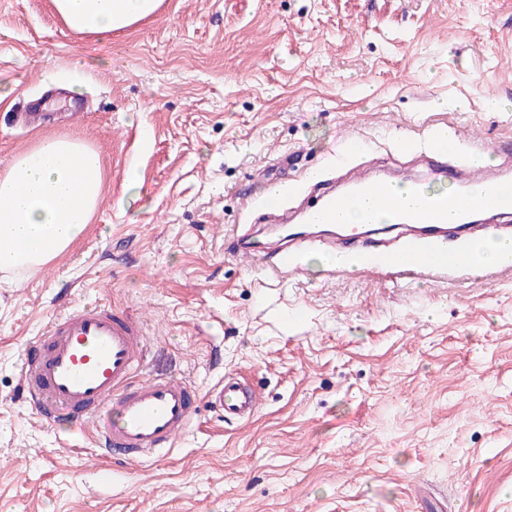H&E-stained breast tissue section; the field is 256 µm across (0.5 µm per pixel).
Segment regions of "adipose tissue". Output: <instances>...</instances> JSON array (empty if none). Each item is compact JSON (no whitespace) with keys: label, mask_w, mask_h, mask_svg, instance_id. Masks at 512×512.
Here are the masks:
<instances>
[{"label":"adipose tissue","mask_w":512,"mask_h":512,"mask_svg":"<svg viewBox=\"0 0 512 512\" xmlns=\"http://www.w3.org/2000/svg\"><path fill=\"white\" fill-rule=\"evenodd\" d=\"M161 0H52L73 32L126 29ZM102 195V158L67 135L43 138L0 167V274L23 276L63 255L83 233Z\"/></svg>","instance_id":"obj_1"}]
</instances>
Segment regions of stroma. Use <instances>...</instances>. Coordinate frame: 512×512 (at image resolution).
<instances>
[{"label":"stroma","mask_w":512,"mask_h":512,"mask_svg":"<svg viewBox=\"0 0 512 512\" xmlns=\"http://www.w3.org/2000/svg\"><path fill=\"white\" fill-rule=\"evenodd\" d=\"M0 92V166L56 134L104 159L83 234L0 277V512H512V271L377 281L366 254L334 273L313 250L275 278L224 243L264 232L242 201L284 154L289 212L339 183L350 134L364 165L415 178L442 122L497 158L512 0H166L100 39L50 0H0ZM48 97L84 110L17 120ZM89 302L142 323V375L203 395L238 379L260 407L239 424L201 403L174 449L126 463L91 427L42 423L20 392L25 350Z\"/></svg>","instance_id":"1"}]
</instances>
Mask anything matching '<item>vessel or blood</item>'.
<instances>
[{
	"mask_svg": "<svg viewBox=\"0 0 512 512\" xmlns=\"http://www.w3.org/2000/svg\"><path fill=\"white\" fill-rule=\"evenodd\" d=\"M485 147L474 142L471 158L451 163L443 153H427V175L456 185L452 197L429 193L416 184L412 206L395 205L397 180L359 168L344 189L323 195L306 209L298 223L274 225L270 237L234 236L235 257L260 259L269 273H290L289 253L324 247L344 254L365 250L373 268L400 277H445L470 271L466 259L452 252V241H481L499 235V228L472 223L476 212L468 191L481 187L491 199L490 212L512 214V174H494L480 164ZM358 201L373 210H389L405 241L374 244L376 224L337 227L336 216ZM141 326L101 304L69 309L56 317L27 348L20 377L21 389L44 423L71 416L94 425L104 455L124 462L167 452L194 422L199 398L176 375L138 376L147 356ZM208 398L225 419L243 421L256 412L257 392L230 379Z\"/></svg>",
	"mask_w": 512,
	"mask_h": 512,
	"instance_id": "vessel-or-blood-1",
	"label": "vessel or blood"
}]
</instances>
